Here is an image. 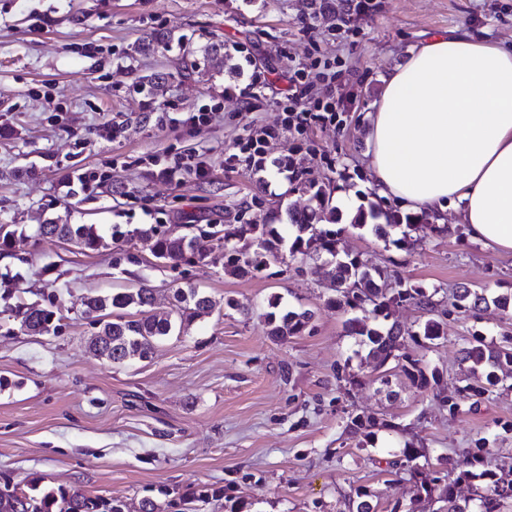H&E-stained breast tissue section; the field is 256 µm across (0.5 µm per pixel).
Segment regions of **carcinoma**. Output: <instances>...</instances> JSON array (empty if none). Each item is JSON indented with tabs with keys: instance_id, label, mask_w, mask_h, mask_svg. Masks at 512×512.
<instances>
[{
	"instance_id": "cac0c4a2",
	"label": "carcinoma",
	"mask_w": 512,
	"mask_h": 512,
	"mask_svg": "<svg viewBox=\"0 0 512 512\" xmlns=\"http://www.w3.org/2000/svg\"><path fill=\"white\" fill-rule=\"evenodd\" d=\"M312 204L309 207L289 213L291 226L295 233L289 246L291 256H329L336 263L335 291L338 297L330 304L343 311L372 303V317L351 318L346 321L348 331L354 336H362L369 347V355L384 365L390 359H403L402 371L410 383L419 389H437L441 377L437 370L421 364L417 359L403 353L405 343L425 340L434 342L444 335L442 323L433 318L437 307L435 294L422 286L402 278H392L383 269L371 268L357 256H339L338 236L341 230L323 229L321 222L331 225L338 223L336 207L332 206V192L325 185H308ZM350 225L365 227L386 237V228L402 229V237L394 244L403 247L409 244L410 233L426 234L438 230L434 220L425 214L401 215L396 211H387L373 202L368 206H359ZM42 234L74 244L83 250L97 251L106 246L103 237L91 224H67L56 221L41 225ZM252 242L242 250H232L224 255V268L234 274H247L266 265V258L276 257L275 246L283 241L274 224H253ZM154 237L153 253L160 260L179 262L187 257L200 261L206 254L197 249L196 237L187 233L158 231L154 228L143 231ZM394 280V286L388 287V281ZM175 305L169 311L154 309L152 289L142 286L135 290L112 293L107 296L90 297L85 301L88 312L100 313L96 321V331L89 342V349L99 358L113 364L138 357L145 359L154 344L170 335L176 326H185L194 320L209 314L214 303L212 299L195 288H178L174 292ZM410 303L416 305L428 315L420 331L405 336L396 323L388 324L389 310L394 304ZM452 306L460 313L480 318L493 309L503 313L512 310V296L489 297L472 288L462 287L453 297ZM135 309L131 315L128 310ZM309 311H284L280 314H268L271 325L270 336L274 340L285 341L301 335L310 320ZM21 326L34 335H43L57 329L54 324V312L35 306L26 308L21 318ZM461 364L468 370L481 369L486 372V385L465 384L457 389L459 399L469 400L480 397L492 390L512 391V383L499 377L496 370L504 364L512 366V347L486 341L479 332H474L467 345L462 349ZM489 449L472 448L468 452L469 468L459 472L458 479L477 483L475 497L460 501L454 497L452 488L445 491V512H501V502L512 501V480L505 481L485 468ZM209 494L189 488L177 500L160 504L157 497L146 496L140 502V512H190L189 504L205 501ZM349 512H375L363 488L355 489V496L349 499ZM0 512H124V504L117 498L103 496L91 497L79 489L59 488L43 492L17 491L10 488V480L3 483V496L0 497Z\"/></svg>"
}]
</instances>
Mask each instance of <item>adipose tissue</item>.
Listing matches in <instances>:
<instances>
[{
  "instance_id": "adipose-tissue-1",
  "label": "adipose tissue",
  "mask_w": 512,
  "mask_h": 512,
  "mask_svg": "<svg viewBox=\"0 0 512 512\" xmlns=\"http://www.w3.org/2000/svg\"><path fill=\"white\" fill-rule=\"evenodd\" d=\"M367 118L379 196L456 209L472 241L512 253V46L449 28L391 73Z\"/></svg>"
}]
</instances>
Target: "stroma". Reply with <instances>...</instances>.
I'll return each instance as SVG.
<instances>
[{
	"label": "stroma",
	"instance_id": "stroma-1",
	"mask_svg": "<svg viewBox=\"0 0 512 512\" xmlns=\"http://www.w3.org/2000/svg\"><path fill=\"white\" fill-rule=\"evenodd\" d=\"M347 28L346 0H0V216L18 224L0 244V478L26 489L58 486L121 499L139 512L158 489H220L198 512H348L347 497L367 489L377 512H431L418 495L447 467L459 499L475 487L456 475L469 448L490 450L491 470L512 479V392L462 403L461 350L475 329L502 343L512 314L482 322L454 312V289L512 292V255L468 239L455 210L444 232L397 247L400 230L380 238L347 227L340 253L434 292L445 335L408 342L407 354L442 375L437 391L411 385L400 364L376 369L348 316L330 306L336 268L327 258L278 259L244 277L224 270L242 247L228 224H275L308 205L304 182L329 184L333 203L362 204L376 188L366 165V115L384 80L411 52L451 27L512 44V0H364ZM184 44H177V37ZM223 47L224 64L203 53ZM318 100L341 104L338 121H311L298 139L270 142L263 170L230 167L240 137L275 123L277 101L295 70ZM165 91L147 102L138 89L155 76ZM260 77L252 104L239 94ZM214 112L190 125L188 113ZM205 161L206 179L164 181L178 158ZM304 172L290 178L289 166ZM95 174L80 186L76 177ZM92 224L109 247L82 252L36 230L51 220ZM154 224L204 230L207 261H158L149 241L128 231ZM124 239L112 241L113 231ZM149 285L155 308L175 289L212 298L213 311L157 343L148 359L116 366L94 356L95 317L87 297ZM312 310L306 331L285 341L268 334V302ZM236 307H229V300ZM55 310V332L21 327L26 304ZM380 421L373 438L349 426L353 414ZM420 448L413 472L390 461Z\"/></svg>",
	"mask_w": 512,
	"mask_h": 512
}]
</instances>
